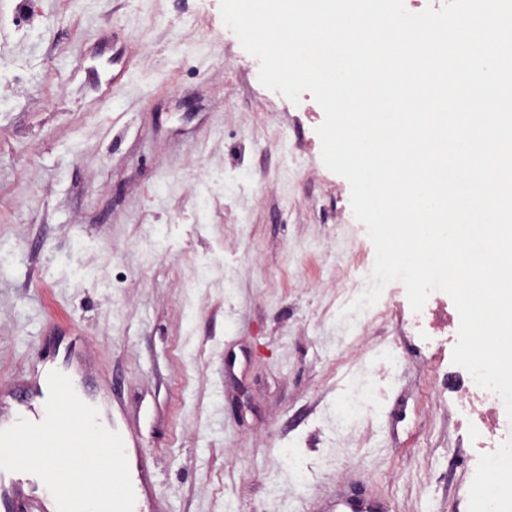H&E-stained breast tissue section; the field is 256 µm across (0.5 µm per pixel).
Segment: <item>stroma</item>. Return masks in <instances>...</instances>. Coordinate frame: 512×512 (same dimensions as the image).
I'll list each match as a JSON object with an SVG mask.
<instances>
[{
	"label": "stroma",
	"mask_w": 512,
	"mask_h": 512,
	"mask_svg": "<svg viewBox=\"0 0 512 512\" xmlns=\"http://www.w3.org/2000/svg\"><path fill=\"white\" fill-rule=\"evenodd\" d=\"M220 3L0 0V389L74 343L163 512H473L457 339L413 335L399 282L346 313L375 249L324 112Z\"/></svg>",
	"instance_id": "35a3bbf8"
}]
</instances>
